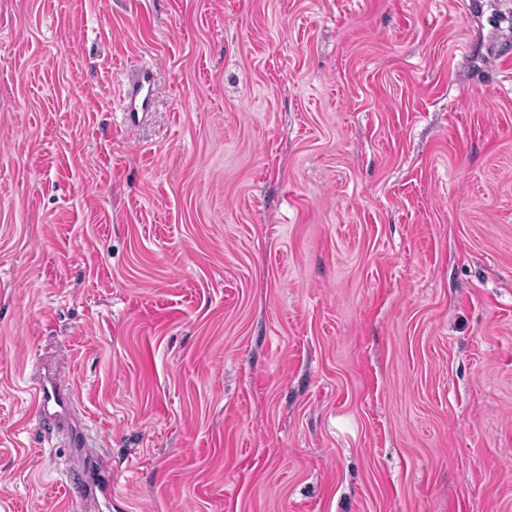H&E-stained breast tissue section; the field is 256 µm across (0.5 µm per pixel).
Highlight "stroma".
I'll list each match as a JSON object with an SVG mask.
<instances>
[{"instance_id":"stroma-1","label":"stroma","mask_w":512,"mask_h":512,"mask_svg":"<svg viewBox=\"0 0 512 512\" xmlns=\"http://www.w3.org/2000/svg\"><path fill=\"white\" fill-rule=\"evenodd\" d=\"M0 512H512V0H0ZM33 399L40 415H47L50 414L51 409L65 406L69 400V395L56 383L50 384L49 386L43 384L35 388Z\"/></svg>"}]
</instances>
